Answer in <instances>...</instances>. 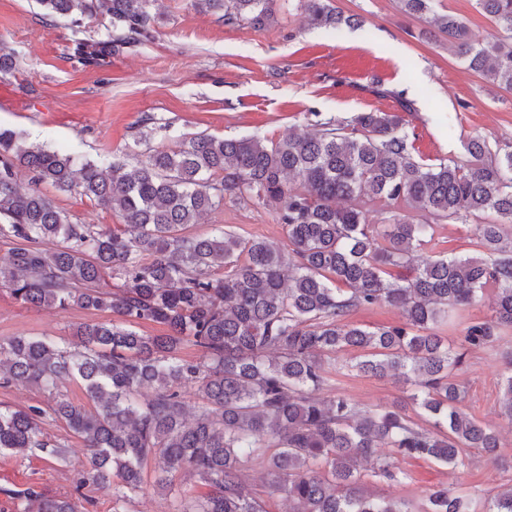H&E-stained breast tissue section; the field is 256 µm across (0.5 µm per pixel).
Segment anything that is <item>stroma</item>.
<instances>
[{"label": "stroma", "mask_w": 512, "mask_h": 512, "mask_svg": "<svg viewBox=\"0 0 512 512\" xmlns=\"http://www.w3.org/2000/svg\"><path fill=\"white\" fill-rule=\"evenodd\" d=\"M279 4L276 23L258 30L225 24L219 13L197 9L194 0H156L148 37L113 56L111 65L95 68L73 57V42L104 38L108 18L49 24L36 0H0V46L14 56L12 72L0 75V127L104 167L134 151L174 146L185 133L276 140L298 129L313 131L317 116L356 112L401 115L414 156L428 162L460 154L471 134L484 136L494 148L512 140V91L469 71L449 51L446 36L428 33L426 23L402 14L396 0H333L344 14L366 20L362 28L339 30L305 27L299 0ZM406 103L411 111H403ZM149 117L159 128L149 142L136 143ZM41 190L73 222L109 227L120 221L117 213L78 194L47 184ZM218 226L244 239L288 244L273 202H225L188 231L205 235ZM493 307L492 292H485L456 310L438 332L460 342L471 324L491 319ZM111 317V311L77 305L64 312L27 306L0 289V339L46 336L75 345L78 326ZM510 353L512 328L499 329L494 342L467 353L454 375L464 389L463 411L498 432L496 456L470 450L469 465L452 473L432 460L396 457L386 448L383 456L392 457L405 476L397 482L366 476L370 489L423 512L427 489L450 484L481 512L486 498L512 488V422L500 414ZM357 356L349 350L329 360L321 396H346L362 410L398 401L407 417L423 423L401 386L345 369ZM42 431L65 446L66 461L41 452L0 454V512L22 507L2 495V488L29 486L57 496L78 491L85 512H113L111 487L81 480L90 468L82 441L49 417Z\"/></svg>", "instance_id": "stroma-1"}]
</instances>
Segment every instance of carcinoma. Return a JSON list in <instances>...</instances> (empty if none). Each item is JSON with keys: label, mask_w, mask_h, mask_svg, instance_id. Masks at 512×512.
I'll list each match as a JSON object with an SVG mask.
<instances>
[{"label": "carcinoma", "mask_w": 512, "mask_h": 512, "mask_svg": "<svg viewBox=\"0 0 512 512\" xmlns=\"http://www.w3.org/2000/svg\"><path fill=\"white\" fill-rule=\"evenodd\" d=\"M155 0H37L47 19L104 16L106 38L76 40L73 57L102 65L141 40L155 20ZM224 11V24L255 29L276 17L277 0H194ZM308 24L358 26L331 0H300ZM435 0H397L401 13L424 19L448 37L467 69L512 90V0H477L498 35L479 40ZM32 174L31 187L18 170ZM49 184L109 208L111 227L76 224L39 186ZM280 204L288 248L231 231L210 236L186 226L225 200ZM440 224L473 227L478 251L436 257L426 246ZM56 247H41L45 240ZM0 288L32 307L110 310L116 320L84 323L80 345L47 338L0 340V381L36 385L44 409L0 407V454L40 450L59 460L63 445L43 437L50 415L65 422L89 454L92 480L112 483L118 505L143 491L154 464L155 485L172 491L176 473H194L209 492L176 497V512H266L249 488L244 463L263 456L267 489L290 512H412L372 495L360 465L397 481L404 473L378 449L431 459L451 470L468 448H498L495 431L459 407L464 391L450 381L467 351L512 328V149L492 150L471 136L462 153L434 163L416 159L403 119L385 112L325 117L312 133L278 140L187 133L133 168L107 169L0 128ZM216 266L226 268L222 278ZM114 289L99 284L104 276ZM496 292L494 318L471 325L451 346L434 331L448 312ZM386 303L405 318L369 329L347 320L360 307ZM141 323L165 327L144 336ZM200 352L186 360L185 346ZM350 349L363 357L345 367L416 386L410 399L428 419L423 428L398 409L362 411L342 395L321 397L326 358ZM502 383V414L512 420V361ZM77 381L91 407L60 391ZM205 400L188 421L181 386ZM151 399H138L140 390ZM22 512H79L68 497L34 489L17 494ZM427 512H467L446 485L428 489ZM484 512H512V489Z\"/></svg>", "instance_id": "cac0c4a2"}]
</instances>
